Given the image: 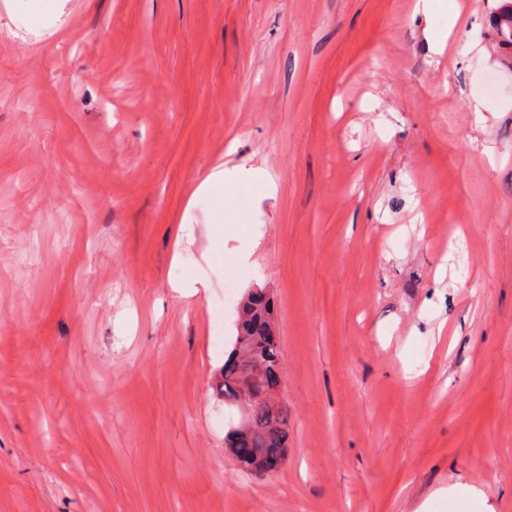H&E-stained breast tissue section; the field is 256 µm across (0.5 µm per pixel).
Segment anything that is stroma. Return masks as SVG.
Wrapping results in <instances>:
<instances>
[{
  "label": "stroma",
  "instance_id": "35a3bbf8",
  "mask_svg": "<svg viewBox=\"0 0 512 512\" xmlns=\"http://www.w3.org/2000/svg\"><path fill=\"white\" fill-rule=\"evenodd\" d=\"M501 3L0 0V512H512ZM254 287L264 477L218 388ZM244 298V297H243ZM242 298V300H243ZM241 300V301H242ZM244 302V314L238 312L237 335L232 349L224 361V404L229 407L235 406L232 398L237 385V372L235 360L239 354L238 345L242 339H247L249 345L260 348L270 370L278 368L280 350L276 339L271 338L266 329V315L273 310L274 304L269 293L264 289L255 288L248 291ZM249 419L258 430L250 435L252 448H260V452L268 455H284L288 447V413L281 409L274 418L275 426L271 424L272 417L264 407L252 409Z\"/></svg>",
  "mask_w": 512,
  "mask_h": 512
}]
</instances>
